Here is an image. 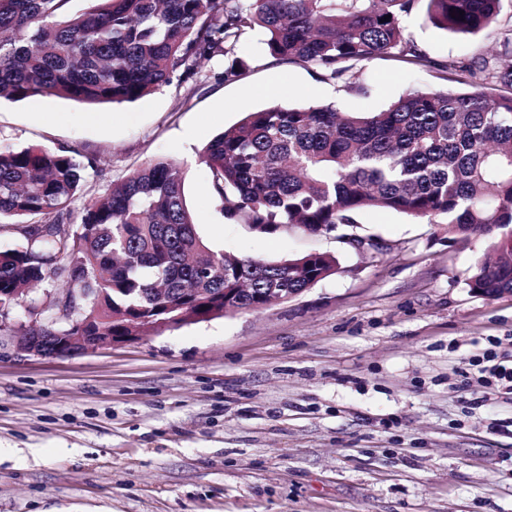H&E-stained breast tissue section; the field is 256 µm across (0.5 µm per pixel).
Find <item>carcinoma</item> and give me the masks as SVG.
Here are the masks:
<instances>
[{"label": "carcinoma", "instance_id": "cac0c4a2", "mask_svg": "<svg viewBox=\"0 0 512 512\" xmlns=\"http://www.w3.org/2000/svg\"><path fill=\"white\" fill-rule=\"evenodd\" d=\"M68 2L0 0V99L134 102L234 52L255 29L272 57L331 75L394 50L429 64L400 25L413 0H91L74 15ZM500 2L428 0L427 20L476 33L497 24ZM473 75V66L452 63L442 79L469 90H411L380 112L334 103L252 111L199 160L224 215L244 224L328 232L364 209L426 219L488 242L468 288L512 289V95L488 93ZM490 78L512 88V64ZM96 167L68 150L0 149V233L24 238L0 252L1 295L18 289L23 297L46 279L99 288L98 325L116 336L129 332L125 315L158 307L162 290L177 304L186 288L220 296L247 288L246 310L266 288L305 290L336 273L329 253L264 262L212 250L171 160L148 161L102 196L86 189ZM78 196L86 200L74 222Z\"/></svg>", "mask_w": 512, "mask_h": 512}]
</instances>
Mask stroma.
<instances>
[{"mask_svg":"<svg viewBox=\"0 0 512 512\" xmlns=\"http://www.w3.org/2000/svg\"><path fill=\"white\" fill-rule=\"evenodd\" d=\"M426 8L414 0L401 19L424 68L395 51L323 77L271 57L254 30L234 57L135 102L0 101V148L100 158L95 195L166 157L213 250L338 260L336 274L259 312L65 357L0 351V512H512V391L469 375L488 338L512 355V296L467 286L485 240L373 209L331 232L262 233L224 217L198 160L249 111L378 112L444 88L440 66L507 61L512 0L474 34L426 24ZM235 57L244 67L226 75ZM94 109L101 121H89Z\"/></svg>","mask_w":512,"mask_h":512,"instance_id":"stroma-1","label":"stroma"}]
</instances>
